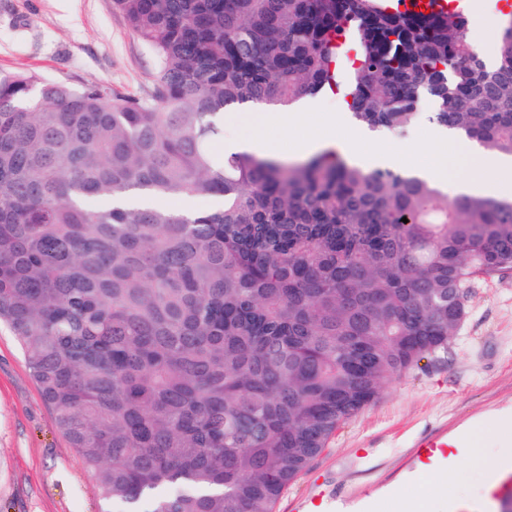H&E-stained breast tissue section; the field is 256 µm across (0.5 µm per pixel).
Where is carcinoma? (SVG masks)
I'll use <instances>...</instances> for the list:
<instances>
[{"instance_id":"cac0c4a2","label":"carcinoma","mask_w":512,"mask_h":512,"mask_svg":"<svg viewBox=\"0 0 512 512\" xmlns=\"http://www.w3.org/2000/svg\"><path fill=\"white\" fill-rule=\"evenodd\" d=\"M401 2L113 0L154 55L147 97L0 72V324L117 512H275L512 272V198L215 151L226 110L336 90L360 126L402 132L428 100L512 156V13L489 63L459 7ZM198 195L223 206L162 203Z\"/></svg>"}]
</instances>
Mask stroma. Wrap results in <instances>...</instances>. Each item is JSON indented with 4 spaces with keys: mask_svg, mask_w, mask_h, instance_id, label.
<instances>
[{
    "mask_svg": "<svg viewBox=\"0 0 512 512\" xmlns=\"http://www.w3.org/2000/svg\"><path fill=\"white\" fill-rule=\"evenodd\" d=\"M465 38L495 56L501 29L497 0H462ZM32 73L71 85L104 83L128 97H146L154 57L112 0H0V71ZM512 409V274L479 280L469 314L447 354L389 381L378 400L337 430L327 448L284 492L276 512L295 505L314 477L340 496H376L401 478L414 441L435 429L480 432L479 445L512 443V425L482 429L485 418ZM370 449L368 459L359 449ZM458 485L437 496L435 474L403 487L401 503L422 512H499L512 492V469L484 482L468 458L454 459ZM85 464L57 429L52 413L7 327H0V512H103Z\"/></svg>",
    "mask_w": 512,
    "mask_h": 512,
    "instance_id": "35a3bbf8",
    "label": "stroma"
}]
</instances>
